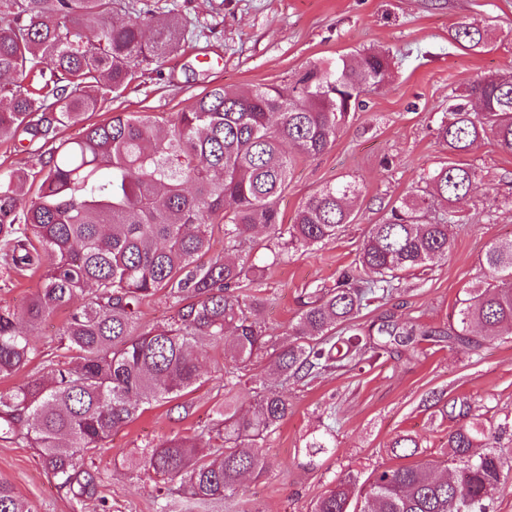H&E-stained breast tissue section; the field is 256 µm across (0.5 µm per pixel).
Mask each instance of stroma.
Wrapping results in <instances>:
<instances>
[{
    "label": "stroma",
    "instance_id": "obj_1",
    "mask_svg": "<svg viewBox=\"0 0 512 512\" xmlns=\"http://www.w3.org/2000/svg\"><path fill=\"white\" fill-rule=\"evenodd\" d=\"M156 18L186 23L177 54L146 68L112 103L116 112H147L171 120L193 98L215 86L246 90L285 87L308 64L354 50L390 60V74L370 88L355 116L317 156L294 161L278 201L282 223H293L306 198L323 186L351 180L362 193L352 221L335 240L299 249L263 271L250 293L262 300L258 323L273 335L294 323L302 289L334 284L350 268L368 225L420 187L448 162L437 128L452 96L469 84L512 69V0H153ZM462 22L488 28L490 44L476 51L450 35ZM477 171L476 185L458 206L447 258L404 278L400 288L363 310L358 324L384 320L445 330L456 324L458 300L485 275L487 245L512 240V156L484 136L461 157ZM204 384L188 395L189 412L160 402L96 450L89 464L103 476L101 501L84 512H157L152 482L126 456L174 435L200 431L224 402V355L200 348ZM286 420L264 444L272 465L265 483L245 481L223 512H309L311 502L348 469L394 465L390 442L416 436L424 454L442 459L459 417L444 404L470 400L493 423L512 417V334L485 342L469 355L427 341L400 346L374 363L288 384ZM336 415L335 444L309 463L305 440L328 413ZM11 482L33 512H73L44 472L34 449L0 438V479Z\"/></svg>",
    "mask_w": 512,
    "mask_h": 512
}]
</instances>
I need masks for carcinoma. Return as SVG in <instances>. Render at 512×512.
<instances>
[{
    "instance_id": "obj_1",
    "label": "carcinoma",
    "mask_w": 512,
    "mask_h": 512,
    "mask_svg": "<svg viewBox=\"0 0 512 512\" xmlns=\"http://www.w3.org/2000/svg\"><path fill=\"white\" fill-rule=\"evenodd\" d=\"M118 0H0V78H30L28 87L0 86V141L18 131L49 146L40 169L0 173V264L42 271L21 310L0 305V377L23 372L35 358L31 331L57 311H68L47 371L0 393V437L37 451L45 472L72 504L100 499L102 476L86 458L134 421L147 406L176 402L203 384L194 356L208 338L224 353V407L200 432L142 448L128 464L154 475L160 512H172L175 487L202 505L232 497L248 476L270 473L267 438L291 405L264 381L256 384L252 416L235 404L242 378L259 359L283 382L314 379L341 367L379 359L397 346L444 336L475 353L480 340L512 327V241L490 244L483 264L489 278L459 300L457 326L427 330L384 323L363 335L355 319L406 275L448 255L453 205L475 185V169L450 161L429 177L422 194L405 197L391 216L370 225L336 286L318 284L299 297L288 344L265 334L253 319L261 300L245 293L262 269L245 259L200 258L212 247L215 221L224 224V253L241 252L263 234L277 249L265 266L292 249L325 244L351 223L350 180L310 195L294 222L280 221L277 202L288 188L294 155L323 153L371 86L389 71L378 53L343 54L299 73L286 88L233 91L216 86L200 94L168 125L146 112H113L86 123L114 95L182 47L185 26L176 17L112 23ZM455 42L488 47V32L461 23ZM79 125L63 140V129ZM491 134L512 154V70L479 80L468 98L448 106L438 138L462 154ZM38 184L28 197L26 185ZM436 206L450 211L426 222ZM162 295L173 314L140 327L139 307ZM468 423L448 434L458 467L435 476L417 438L393 439L391 453L408 463L376 469L366 479L350 470L334 479L311 512H489L495 495L512 489L507 424L486 422L463 401ZM333 447L331 428L311 436L309 457ZM0 512H32L0 479Z\"/></svg>"
}]
</instances>
